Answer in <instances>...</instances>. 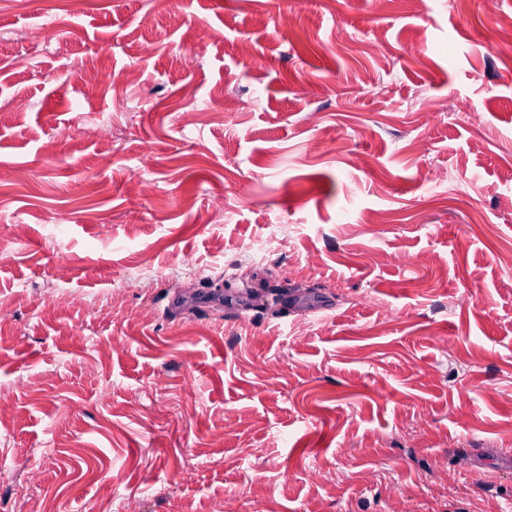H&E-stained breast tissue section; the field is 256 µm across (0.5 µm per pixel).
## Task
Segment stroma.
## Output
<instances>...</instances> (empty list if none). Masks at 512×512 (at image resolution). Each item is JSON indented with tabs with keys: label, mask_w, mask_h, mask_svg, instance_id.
Masks as SVG:
<instances>
[{
	"label": "stroma",
	"mask_w": 512,
	"mask_h": 512,
	"mask_svg": "<svg viewBox=\"0 0 512 512\" xmlns=\"http://www.w3.org/2000/svg\"><path fill=\"white\" fill-rule=\"evenodd\" d=\"M489 31L483 0H0V512L32 456L25 512H512Z\"/></svg>",
	"instance_id": "stroma-1"
}]
</instances>
